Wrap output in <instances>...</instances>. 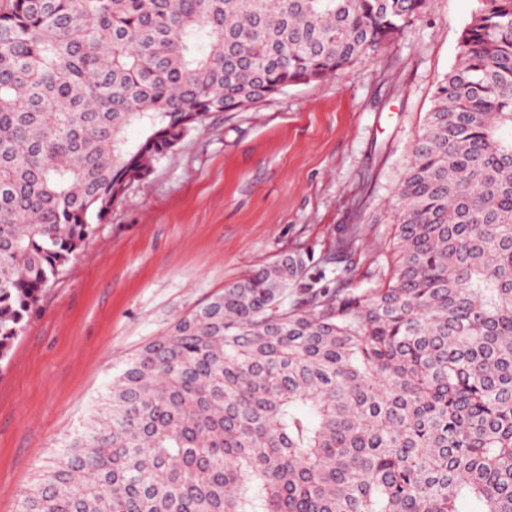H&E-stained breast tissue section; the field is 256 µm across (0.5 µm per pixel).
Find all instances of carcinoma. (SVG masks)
I'll list each match as a JSON object with an SVG mask.
<instances>
[{
	"label": "carcinoma",
	"instance_id": "carcinoma-1",
	"mask_svg": "<svg viewBox=\"0 0 512 512\" xmlns=\"http://www.w3.org/2000/svg\"><path fill=\"white\" fill-rule=\"evenodd\" d=\"M425 3L6 0L0 361L209 113L335 74ZM393 223L386 282L327 277L353 225L179 318L19 512H512V0H478Z\"/></svg>",
	"mask_w": 512,
	"mask_h": 512
}]
</instances>
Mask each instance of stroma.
Here are the masks:
<instances>
[{
    "instance_id": "stroma-1",
    "label": "stroma",
    "mask_w": 512,
    "mask_h": 512,
    "mask_svg": "<svg viewBox=\"0 0 512 512\" xmlns=\"http://www.w3.org/2000/svg\"><path fill=\"white\" fill-rule=\"evenodd\" d=\"M476 0H427L397 38L335 76L214 112L132 184L0 362V512H18L175 319L283 253L321 257L359 227L353 286L388 278L391 213Z\"/></svg>"
}]
</instances>
